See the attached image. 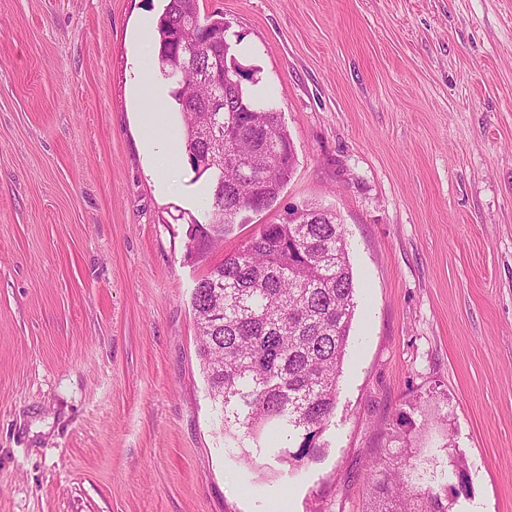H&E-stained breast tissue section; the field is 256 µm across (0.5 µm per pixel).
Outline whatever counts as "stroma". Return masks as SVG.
Returning a JSON list of instances; mask_svg holds the SVG:
<instances>
[{"instance_id":"1","label":"stroma","mask_w":512,"mask_h":512,"mask_svg":"<svg viewBox=\"0 0 512 512\" xmlns=\"http://www.w3.org/2000/svg\"><path fill=\"white\" fill-rule=\"evenodd\" d=\"M163 0H0V512H366L438 457L449 512H512V0H199L296 164L200 261L136 66ZM341 217L356 289L335 414L295 465L224 439L192 292L262 224ZM144 147L148 158V172L157 187L161 188L162 181L168 183L170 169L185 155L182 142L176 135H171L164 141L147 138Z\"/></svg>"}]
</instances>
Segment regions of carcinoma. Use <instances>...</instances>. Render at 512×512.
I'll return each mask as SVG.
<instances>
[{"instance_id":"obj_1","label":"carcinoma","mask_w":512,"mask_h":512,"mask_svg":"<svg viewBox=\"0 0 512 512\" xmlns=\"http://www.w3.org/2000/svg\"><path fill=\"white\" fill-rule=\"evenodd\" d=\"M198 14L201 26L182 20ZM193 0H167L158 18V64L175 85L184 116V147L193 169L214 180L203 215L188 214L186 257H205L224 240L240 215L273 205L288 182L295 150L277 109L256 100L227 40L220 15L199 16ZM234 85L219 91L216 113L224 154L251 153L245 170L206 165L210 113L192 99L211 94L206 75L214 65ZM355 283L340 217L305 206L285 224H262L224 262L197 282L192 309L198 356L213 399L222 404L224 436L239 447L278 449L279 460L299 462L318 440L336 408L338 381L354 317ZM301 438L292 452L287 442ZM397 456L373 470L370 512H448L442 474Z\"/></svg>"}]
</instances>
